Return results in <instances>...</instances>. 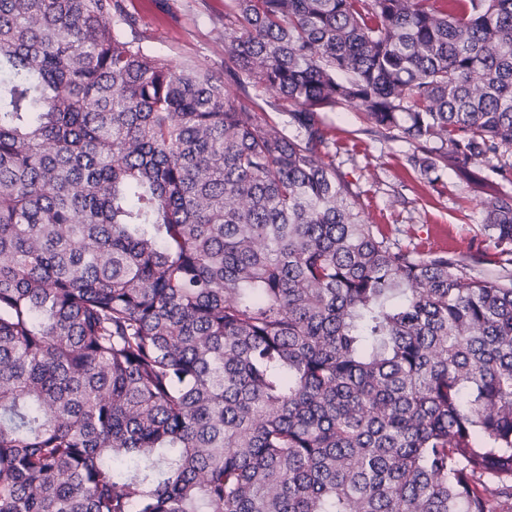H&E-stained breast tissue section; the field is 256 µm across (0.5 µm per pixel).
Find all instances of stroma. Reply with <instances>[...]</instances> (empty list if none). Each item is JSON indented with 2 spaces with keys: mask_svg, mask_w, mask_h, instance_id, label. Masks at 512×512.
<instances>
[{
  "mask_svg": "<svg viewBox=\"0 0 512 512\" xmlns=\"http://www.w3.org/2000/svg\"><path fill=\"white\" fill-rule=\"evenodd\" d=\"M165 6L189 23L192 34L172 42L167 26L147 18V50L177 67L198 64L223 75L224 57L215 50L224 34L222 0H165ZM324 119L336 142V170L360 191L369 223L401 246L424 252L467 255L488 248L482 196L473 185L451 171L442 183L429 185L405 164L411 146L374 135L356 110L328 112Z\"/></svg>",
  "mask_w": 512,
  "mask_h": 512,
  "instance_id": "stroma-1",
  "label": "stroma"
}]
</instances>
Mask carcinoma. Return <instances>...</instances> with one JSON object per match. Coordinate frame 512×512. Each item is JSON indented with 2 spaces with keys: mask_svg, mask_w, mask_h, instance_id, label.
Wrapping results in <instances>:
<instances>
[{
  "mask_svg": "<svg viewBox=\"0 0 512 512\" xmlns=\"http://www.w3.org/2000/svg\"><path fill=\"white\" fill-rule=\"evenodd\" d=\"M141 21L0 0V512H512V0H224L222 79ZM339 109L502 275L367 222Z\"/></svg>",
  "mask_w": 512,
  "mask_h": 512,
  "instance_id": "carcinoma-1",
  "label": "carcinoma"
}]
</instances>
